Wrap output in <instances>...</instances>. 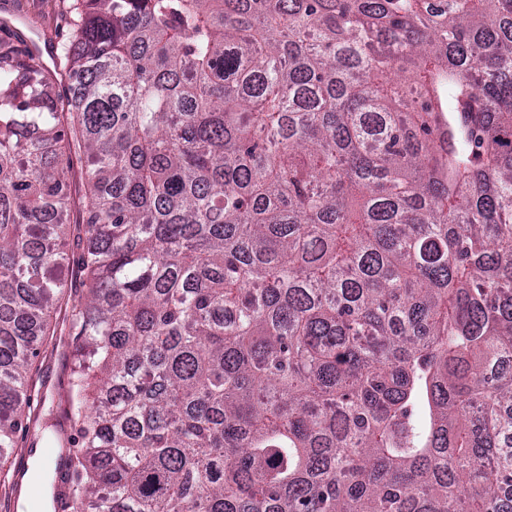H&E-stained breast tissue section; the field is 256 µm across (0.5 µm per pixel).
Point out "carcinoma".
<instances>
[{
    "instance_id": "1",
    "label": "carcinoma",
    "mask_w": 512,
    "mask_h": 512,
    "mask_svg": "<svg viewBox=\"0 0 512 512\" xmlns=\"http://www.w3.org/2000/svg\"><path fill=\"white\" fill-rule=\"evenodd\" d=\"M72 12L0 41V496L63 307L64 510L507 512L512 0Z\"/></svg>"
}]
</instances>
